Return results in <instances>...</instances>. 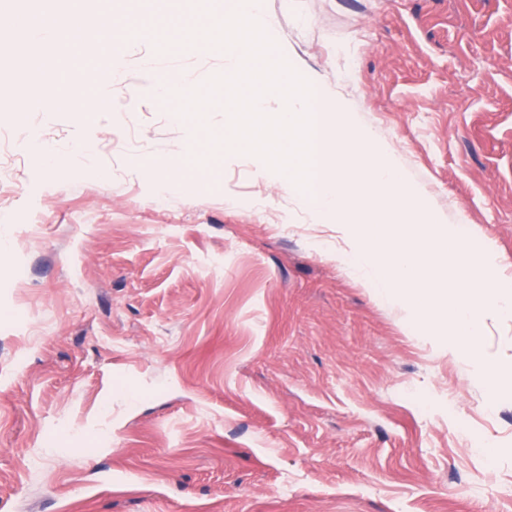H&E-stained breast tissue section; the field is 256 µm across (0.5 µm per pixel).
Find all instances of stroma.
Instances as JSON below:
<instances>
[{
	"instance_id": "stroma-1",
	"label": "stroma",
	"mask_w": 512,
	"mask_h": 512,
	"mask_svg": "<svg viewBox=\"0 0 512 512\" xmlns=\"http://www.w3.org/2000/svg\"><path fill=\"white\" fill-rule=\"evenodd\" d=\"M75 7L127 82L147 59L197 86L224 68L123 25L178 30L189 0H0V132L25 186L0 195V512H484L512 487V386L356 282L282 174L238 153L195 165L204 136L175 99L47 112L35 54L61 95L92 94L84 43L29 36ZM265 11L286 60L512 283V0Z\"/></svg>"
}]
</instances>
